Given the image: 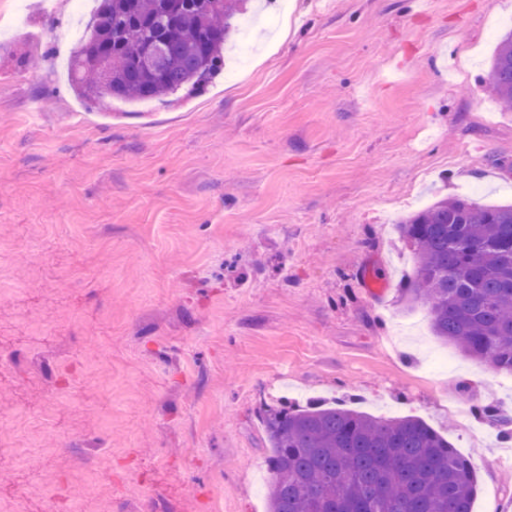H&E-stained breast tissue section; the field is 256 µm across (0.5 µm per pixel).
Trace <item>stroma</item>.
<instances>
[{"mask_svg":"<svg viewBox=\"0 0 512 512\" xmlns=\"http://www.w3.org/2000/svg\"><path fill=\"white\" fill-rule=\"evenodd\" d=\"M46 2L0 0V512H268L263 412L316 401L423 419L512 512V445L448 411L512 414V374L406 308L387 228L512 203V0H278L245 65L108 110L64 74L90 12ZM488 95L498 105L512 110V30L499 35L491 58Z\"/></svg>","mask_w":512,"mask_h":512,"instance_id":"35a3bbf8","label":"stroma"}]
</instances>
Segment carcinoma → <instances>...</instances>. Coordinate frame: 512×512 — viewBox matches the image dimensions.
<instances>
[{
  "mask_svg": "<svg viewBox=\"0 0 512 512\" xmlns=\"http://www.w3.org/2000/svg\"><path fill=\"white\" fill-rule=\"evenodd\" d=\"M248 0H101L71 62L84 99L146 101L199 88L224 67ZM488 95L512 110V30L499 35ZM413 248L405 292L434 335L512 373V204L442 197L406 214ZM274 455L269 512H472L470 460L424 420L324 403L264 420Z\"/></svg>",
  "mask_w": 512,
  "mask_h": 512,
  "instance_id": "cac0c4a2",
  "label": "carcinoma"
}]
</instances>
